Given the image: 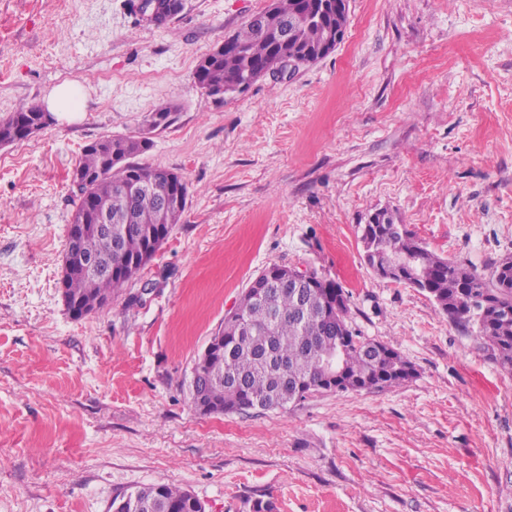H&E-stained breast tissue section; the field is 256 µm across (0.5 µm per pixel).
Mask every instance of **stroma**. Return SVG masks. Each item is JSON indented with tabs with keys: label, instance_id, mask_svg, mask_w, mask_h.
<instances>
[{
	"label": "stroma",
	"instance_id": "35a3bbf8",
	"mask_svg": "<svg viewBox=\"0 0 512 512\" xmlns=\"http://www.w3.org/2000/svg\"><path fill=\"white\" fill-rule=\"evenodd\" d=\"M269 0H0V119L57 86L79 111L0 148V512H109L145 484L205 512H512V371L426 293L378 279L360 227L385 211L489 273L512 255V0H349L335 50L217 98L200 57ZM171 123L144 163L189 207L155 258L81 318L59 292L83 148ZM279 264L336 281L410 380L284 411L202 415L194 363ZM141 10L153 24L170 21L184 6V0H141Z\"/></svg>",
	"mask_w": 512,
	"mask_h": 512
}]
</instances>
